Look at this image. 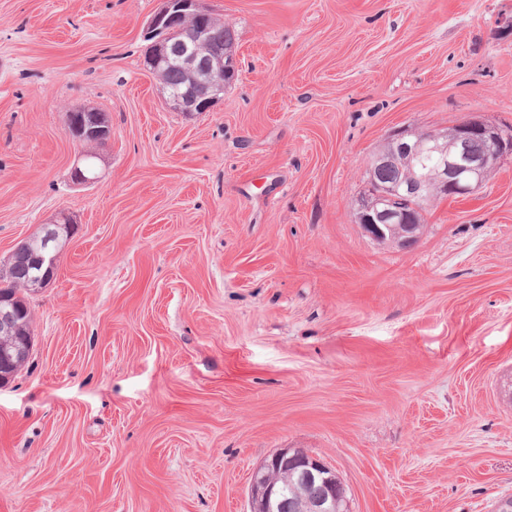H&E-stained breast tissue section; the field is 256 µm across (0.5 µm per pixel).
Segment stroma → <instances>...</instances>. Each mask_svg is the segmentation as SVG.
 <instances>
[{
	"mask_svg": "<svg viewBox=\"0 0 512 512\" xmlns=\"http://www.w3.org/2000/svg\"><path fill=\"white\" fill-rule=\"evenodd\" d=\"M224 99L166 107L159 0H0V263L75 233L0 387V512H249L282 448L350 512L512 497V159L409 248L355 218L388 136L512 128V0H203ZM103 114L72 180L71 113Z\"/></svg>",
	"mask_w": 512,
	"mask_h": 512,
	"instance_id": "stroma-1",
	"label": "stroma"
}]
</instances>
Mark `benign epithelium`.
Returning a JSON list of instances; mask_svg holds the SVG:
<instances>
[{
    "mask_svg": "<svg viewBox=\"0 0 512 512\" xmlns=\"http://www.w3.org/2000/svg\"><path fill=\"white\" fill-rule=\"evenodd\" d=\"M160 7L146 25L145 38L151 41L145 58L147 69L160 78L169 64L180 67L187 78L183 89L168 93V107L188 114L208 112L224 98L227 79L237 71L234 48L214 41V16L202 0H159ZM71 135L98 145L109 134L106 120L95 110L72 117ZM481 138L489 146L480 156L462 157L448 141ZM388 153L375 155L367 167L372 171L401 156L409 166L404 182L391 186H368L358 201L357 219L375 240L401 247L415 244L421 225L407 220L400 203L407 197L425 204L436 198H465L482 187L491 173L512 156V133L479 120H465L443 134L418 133L407 129L393 132ZM425 156L434 157L432 166H419ZM72 237L71 220L45 225L28 237L20 248L31 255L29 280L36 288L47 287L54 279L59 253ZM27 307L17 298L0 300V380L6 381L28 360L30 331L20 330ZM309 490L294 501L291 512H348L346 490L335 471L315 455L282 449L253 471L250 478L251 512H284L286 498L279 484L282 476Z\"/></svg>",
    "mask_w": 512,
    "mask_h": 512,
    "instance_id": "benign-epithelium-1",
    "label": "benign epithelium"
}]
</instances>
